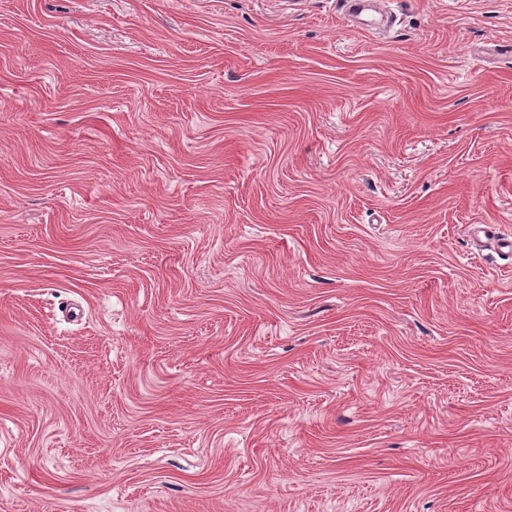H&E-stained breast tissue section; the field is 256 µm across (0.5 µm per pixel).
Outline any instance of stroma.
I'll return each instance as SVG.
<instances>
[{
	"label": "stroma",
	"mask_w": 512,
	"mask_h": 512,
	"mask_svg": "<svg viewBox=\"0 0 512 512\" xmlns=\"http://www.w3.org/2000/svg\"><path fill=\"white\" fill-rule=\"evenodd\" d=\"M0 0V512H512V0Z\"/></svg>",
	"instance_id": "35a3bbf8"
}]
</instances>
